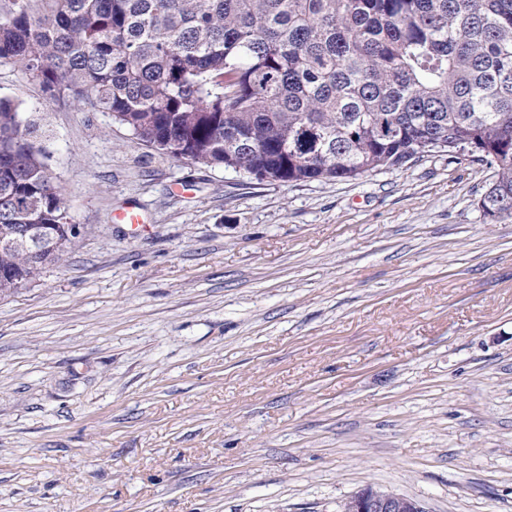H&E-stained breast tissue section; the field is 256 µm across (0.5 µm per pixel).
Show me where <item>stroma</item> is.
<instances>
[{"label": "stroma", "instance_id": "obj_1", "mask_svg": "<svg viewBox=\"0 0 512 512\" xmlns=\"http://www.w3.org/2000/svg\"><path fill=\"white\" fill-rule=\"evenodd\" d=\"M79 233L0 297V512H512V216L432 153L353 181L178 160L0 60ZM135 208L141 224L120 219ZM342 512H425L419 503L394 493H382L365 488L342 505Z\"/></svg>", "mask_w": 512, "mask_h": 512}]
</instances>
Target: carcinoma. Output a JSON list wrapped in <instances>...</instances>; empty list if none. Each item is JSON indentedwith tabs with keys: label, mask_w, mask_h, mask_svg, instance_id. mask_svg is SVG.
<instances>
[{
	"label": "carcinoma",
	"mask_w": 512,
	"mask_h": 512,
	"mask_svg": "<svg viewBox=\"0 0 512 512\" xmlns=\"http://www.w3.org/2000/svg\"><path fill=\"white\" fill-rule=\"evenodd\" d=\"M10 0L0 59L144 144L281 183L347 181L440 146L494 168L478 201L512 215V0ZM0 101V296L73 235L35 129ZM50 224L33 255L1 242Z\"/></svg>",
	"instance_id": "1"
}]
</instances>
